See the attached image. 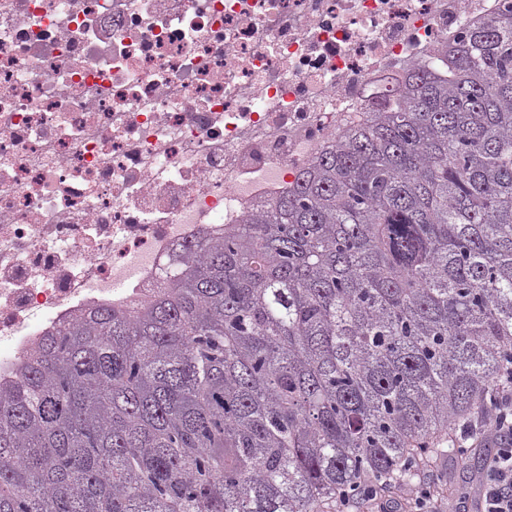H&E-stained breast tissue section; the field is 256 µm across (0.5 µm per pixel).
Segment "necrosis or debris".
Returning <instances> with one entry per match:
<instances>
[{
    "mask_svg": "<svg viewBox=\"0 0 512 512\" xmlns=\"http://www.w3.org/2000/svg\"><path fill=\"white\" fill-rule=\"evenodd\" d=\"M512 0H0V384L271 204Z\"/></svg>",
    "mask_w": 512,
    "mask_h": 512,
    "instance_id": "1",
    "label": "necrosis or debris"
}]
</instances>
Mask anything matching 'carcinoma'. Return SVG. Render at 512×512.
Returning <instances> with one entry per match:
<instances>
[{
	"label": "carcinoma",
	"mask_w": 512,
	"mask_h": 512,
	"mask_svg": "<svg viewBox=\"0 0 512 512\" xmlns=\"http://www.w3.org/2000/svg\"><path fill=\"white\" fill-rule=\"evenodd\" d=\"M417 65L272 204L0 385V512H326L461 465L512 364V14Z\"/></svg>",
	"instance_id": "obj_1"
}]
</instances>
